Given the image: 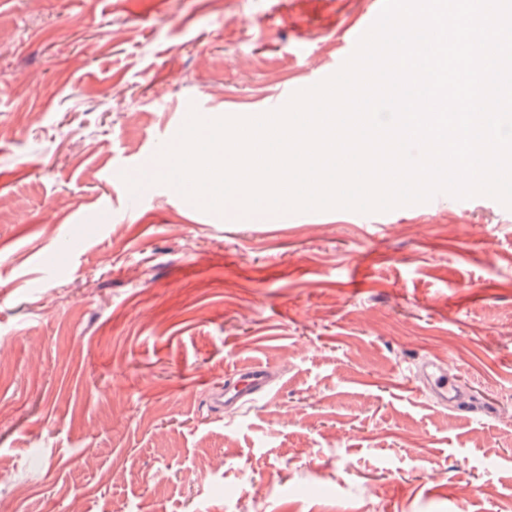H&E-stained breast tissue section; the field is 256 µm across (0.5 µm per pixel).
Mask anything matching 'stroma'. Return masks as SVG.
Here are the masks:
<instances>
[{
	"label": "stroma",
	"instance_id": "35a3bbf8",
	"mask_svg": "<svg viewBox=\"0 0 512 512\" xmlns=\"http://www.w3.org/2000/svg\"><path fill=\"white\" fill-rule=\"evenodd\" d=\"M379 0H0V500L15 512H501L512 209L258 221L125 174L265 113ZM273 378L232 407L251 364ZM449 366L459 403L425 385ZM25 490L17 499V490Z\"/></svg>",
	"mask_w": 512,
	"mask_h": 512
}]
</instances>
